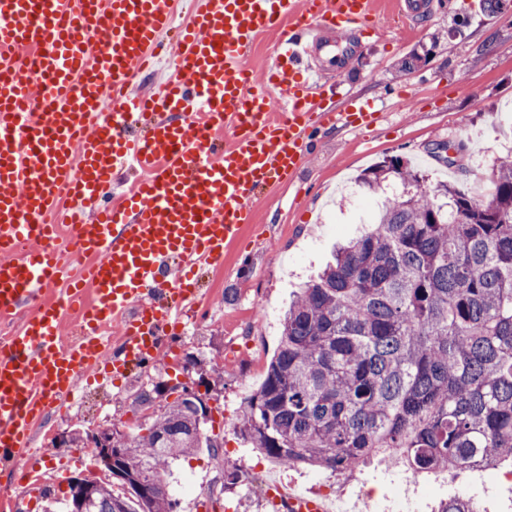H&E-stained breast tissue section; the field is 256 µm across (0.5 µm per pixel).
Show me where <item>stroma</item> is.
<instances>
[{
  "label": "stroma",
  "instance_id": "1",
  "mask_svg": "<svg viewBox=\"0 0 512 512\" xmlns=\"http://www.w3.org/2000/svg\"><path fill=\"white\" fill-rule=\"evenodd\" d=\"M479 2L423 0L424 17L412 21L397 16L395 0H376L388 23L385 35L354 32L359 49L325 95L326 103L342 107L346 94H354L377 112L375 124L353 132L321 130L300 175L260 190L242 247L226 250L222 265L200 269L202 299L183 315V328L167 351L129 370L120 385L84 386L77 401L53 405L35 425L31 445L41 454L21 452L19 462L40 471L50 499L64 503L71 478L95 469L93 445L61 444V433L107 426L138 433L141 390L185 384L198 380L200 370L220 367L224 376L211 380L207 394L206 431L228 450L239 479L225 484L208 449L179 458L169 477L178 512H198L208 500L233 512H265L247 483L258 463L267 479L347 501L350 512H364L357 499L364 486L387 510L418 491L431 510L449 494L466 492L481 512H512V491L497 488L492 471L413 477L389 460L336 473L287 470L251 448L236 425L278 350L280 320L295 290L326 263L334 244L367 226L368 212L355 205L360 190L354 177L383 157L401 156L431 182L452 180L478 194L488 168L512 148V127L502 123L503 110L512 108V0H501L494 15L483 13ZM414 53L419 61L401 71ZM459 139L470 156L462 168L445 167L428 152L435 143Z\"/></svg>",
  "mask_w": 512,
  "mask_h": 512
}]
</instances>
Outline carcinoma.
Returning <instances> with one entry per match:
<instances>
[{"mask_svg":"<svg viewBox=\"0 0 512 512\" xmlns=\"http://www.w3.org/2000/svg\"><path fill=\"white\" fill-rule=\"evenodd\" d=\"M369 227L301 286L264 382L239 415L252 447L286 469L379 457L415 472L512 463V160L478 201L391 156L359 182L385 191ZM183 387L144 435L117 441L112 474L161 478L136 500L96 481L92 512H176L170 464L218 444Z\"/></svg>","mask_w":512,"mask_h":512,"instance_id":"obj_1","label":"carcinoma"}]
</instances>
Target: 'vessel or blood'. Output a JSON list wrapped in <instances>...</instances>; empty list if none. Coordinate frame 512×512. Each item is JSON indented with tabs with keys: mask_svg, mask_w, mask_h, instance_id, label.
Returning a JSON list of instances; mask_svg holds the SVG:
<instances>
[{
	"mask_svg": "<svg viewBox=\"0 0 512 512\" xmlns=\"http://www.w3.org/2000/svg\"><path fill=\"white\" fill-rule=\"evenodd\" d=\"M174 9L0 0V317L30 311L0 339V470L27 490L38 478L19 454L47 405L91 370L118 380L151 360L173 311L199 292L195 263L220 264L242 242L259 189L294 178L317 131L376 120L318 100L356 49L351 31L379 32L374 0H193L171 52ZM260 34L280 41L258 76L242 60ZM27 51L30 73L18 67ZM167 54L168 77L133 93L131 80ZM120 173L133 182L113 204ZM60 282L66 297L43 298ZM72 307L82 334L65 343ZM115 321L123 337L113 346L104 330Z\"/></svg>",
	"mask_w": 512,
	"mask_h": 512,
	"instance_id": "obj_1",
	"label": "vessel or blood"
}]
</instances>
